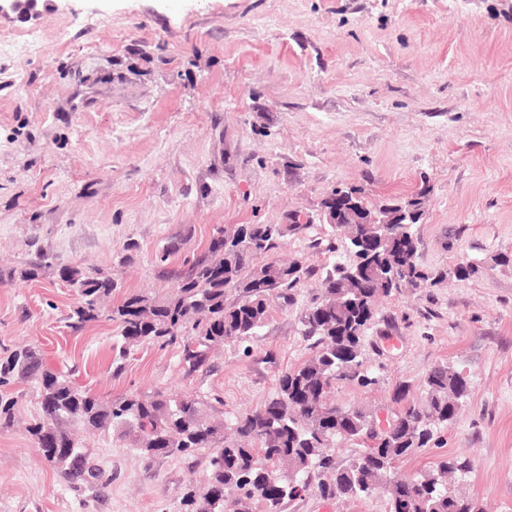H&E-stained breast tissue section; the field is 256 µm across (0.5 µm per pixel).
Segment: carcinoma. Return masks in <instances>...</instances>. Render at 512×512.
Masks as SVG:
<instances>
[{
    "mask_svg": "<svg viewBox=\"0 0 512 512\" xmlns=\"http://www.w3.org/2000/svg\"><path fill=\"white\" fill-rule=\"evenodd\" d=\"M352 195L367 208L386 216L400 210L421 211L418 194L411 198H388L370 204L362 189L337 188L333 194ZM311 223V217L290 216L284 224H242L229 233L214 230L207 250L184 261L173 272L178 292L160 300L143 292L130 293L110 308L104 301L118 283L101 269L84 271L77 266L60 267L61 278L73 288L77 301L68 319L80 328L101 319L112 322L122 338L119 353L143 343L177 344L181 363L190 375L207 361L211 349L225 343H246L259 334L271 314V302L291 303V290L301 279L303 265L281 264L271 258L285 231L294 232ZM392 224L389 233L376 237L377 251L358 252L357 241L373 236L372 224H332V234L341 239L362 269L356 282L343 274L341 264L326 271L320 294L301 317L302 335L312 342L313 355L299 367L283 372L275 393L258 409L215 422L203 413L202 401L193 395L149 398L128 395L103 400L76 385L69 376L46 366L37 347H22L0 358V426H10L18 398L9 389L30 383L40 400V414L28 432L44 444L45 462L73 478L84 468L93 480L104 478L94 466H86L77 431L132 436V445L150 459L157 455L187 457L199 450L209 453L210 470L202 489H192L183 498L185 512H215L214 493L227 486L240 491L230 512H251L259 503L264 512H280L285 499L297 497L296 487L322 498L357 499L375 493L388 494L390 512L411 506L412 512H480L477 502L448 484V475L466 478L470 466L456 460L442 461L434 470L417 476L395 472L396 461L416 454L433 440L441 428L455 419L470 393L468 381L446 365L426 374L423 400H407L399 393L400 408L386 429L367 444L374 412L336 405L328 394L339 384L369 387L377 383L375 372L363 358L365 333L374 319L376 301L391 296L393 289L378 276L390 264L393 236L406 238L416 253L414 225ZM402 287L417 288L435 282V276L413 263L401 276ZM240 294L237 302L225 301L226 291ZM361 446L347 463L337 464L335 448L340 443Z\"/></svg>",
    "mask_w": 512,
    "mask_h": 512,
    "instance_id": "obj_1",
    "label": "carcinoma"
}]
</instances>
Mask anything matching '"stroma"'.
Here are the masks:
<instances>
[{
    "label": "stroma",
    "instance_id": "stroma-1",
    "mask_svg": "<svg viewBox=\"0 0 512 512\" xmlns=\"http://www.w3.org/2000/svg\"><path fill=\"white\" fill-rule=\"evenodd\" d=\"M27 30L45 38L37 56H0V350L37 345L106 400L190 392L215 419L259 408L312 355L300 317L323 271L351 259L324 247L323 199L351 185L375 204L419 194L416 261L438 281L380 304L364 340L380 381L337 386L336 403L387 413L400 388L420 397L431 367L461 371L466 405L395 470L469 461L460 490L512 512V0H41L32 17L0 16V43ZM296 211L313 224L275 251L308 269L293 305H273L256 337L193 374L179 347L142 344L119 361L111 323L71 327L60 265L112 272L116 302L164 298L175 283L163 267L203 252L214 227ZM41 251L57 266L13 277ZM16 391L17 421L0 429V512H179L206 481V453L146 459L128 438L90 435L110 481L68 482L26 430L36 390ZM281 512L389 506L311 492Z\"/></svg>",
    "mask_w": 512,
    "mask_h": 512
}]
</instances>
